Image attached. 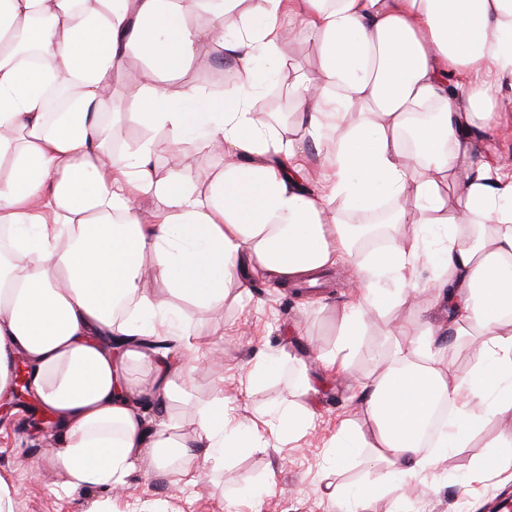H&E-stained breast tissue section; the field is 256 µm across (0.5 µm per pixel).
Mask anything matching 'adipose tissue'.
<instances>
[{
	"label": "adipose tissue",
	"instance_id": "ef3b65f1",
	"mask_svg": "<svg viewBox=\"0 0 512 512\" xmlns=\"http://www.w3.org/2000/svg\"><path fill=\"white\" fill-rule=\"evenodd\" d=\"M297 26L316 76L285 72ZM212 51L234 60L220 98L185 78ZM286 79L287 124L260 97ZM117 80L122 95L107 96ZM61 86L67 106L49 112ZM502 89L512 0H0V396L24 360L58 421L50 456L70 487L112 491L143 464L189 482L196 449L219 462L282 448L315 411L307 363L285 347L247 383L289 367L291 397L249 424L225 407L223 381L191 400L196 327L181 302L220 322L253 280L304 282L347 261L352 301L323 361L343 373L368 310L406 302L428 267L447 321L399 325L322 465L367 450L379 481L346 490L358 506L407 487L512 416V174L473 153ZM126 121L162 132L183 166L158 174L149 139L115 150ZM309 143L327 153L315 180ZM378 201L384 223L414 232L367 257L347 218ZM149 270L162 290L146 287ZM384 272L395 291L374 288ZM474 332L475 366L449 378L444 337Z\"/></svg>",
	"mask_w": 512,
	"mask_h": 512
}]
</instances>
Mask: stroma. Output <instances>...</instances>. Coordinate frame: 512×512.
I'll use <instances>...</instances> for the list:
<instances>
[{"label": "stroma", "instance_id": "1", "mask_svg": "<svg viewBox=\"0 0 512 512\" xmlns=\"http://www.w3.org/2000/svg\"><path fill=\"white\" fill-rule=\"evenodd\" d=\"M475 137L481 150L512 162V109L497 113ZM350 275L348 264L337 265L303 295L258 282L248 297L225 306L223 322H201V348L216 365L197 370L188 384L192 397L206 399L213 380L223 378L225 406L249 421L268 404L286 398L288 390L281 377L250 389L241 385V376L260 354L280 346L295 348L305 354L316 389L317 418L306 434L280 451L269 447L230 457L219 467L200 462L198 480L181 486L169 476L137 467L115 502L117 512H341L333 486L376 478V469L362 454L337 476L324 475L321 464L338 421L357 411L360 384L382 357L393 326L417 320L419 307L433 304L434 296L428 272H420L414 281L416 303L371 309L348 373L330 374L321 359L335 349L340 318L351 300ZM37 411L31 397L11 399L0 409V479L17 490L16 512H84L101 493L67 485L50 460L46 433L31 426ZM510 432L511 420H489L467 447L455 449L435 471L417 477L400 501L379 497L366 512H390L396 503L403 512H491L512 498V480L493 472L476 475L475 467Z\"/></svg>", "mask_w": 512, "mask_h": 512}]
</instances>
